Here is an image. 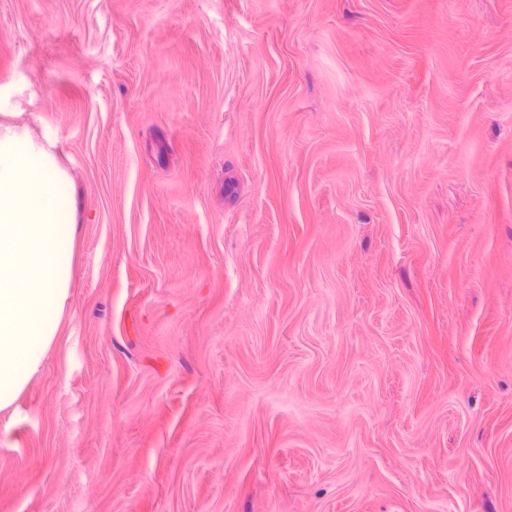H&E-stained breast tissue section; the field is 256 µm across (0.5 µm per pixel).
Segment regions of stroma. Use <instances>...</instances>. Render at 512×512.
Masks as SVG:
<instances>
[{"instance_id":"35a3bbf8","label":"stroma","mask_w":512,"mask_h":512,"mask_svg":"<svg viewBox=\"0 0 512 512\" xmlns=\"http://www.w3.org/2000/svg\"><path fill=\"white\" fill-rule=\"evenodd\" d=\"M76 200L0 512H512V0H0Z\"/></svg>"}]
</instances>
